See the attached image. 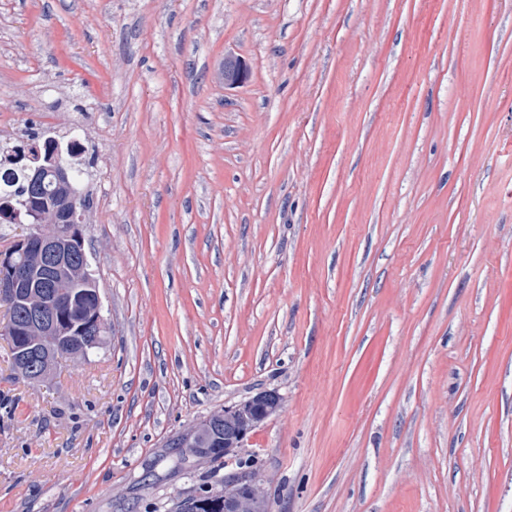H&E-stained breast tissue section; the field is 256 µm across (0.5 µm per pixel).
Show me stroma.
I'll return each mask as SVG.
<instances>
[{
    "instance_id": "1",
    "label": "stroma",
    "mask_w": 512,
    "mask_h": 512,
    "mask_svg": "<svg viewBox=\"0 0 512 512\" xmlns=\"http://www.w3.org/2000/svg\"><path fill=\"white\" fill-rule=\"evenodd\" d=\"M31 127L111 334L40 383L0 340V512L223 488L176 444L263 389L268 512H512V0H0Z\"/></svg>"
}]
</instances>
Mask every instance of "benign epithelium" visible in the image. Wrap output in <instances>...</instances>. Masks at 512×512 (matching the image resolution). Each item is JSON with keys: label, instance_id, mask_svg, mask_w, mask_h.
Wrapping results in <instances>:
<instances>
[{"label": "benign epithelium", "instance_id": "7a95c632", "mask_svg": "<svg viewBox=\"0 0 512 512\" xmlns=\"http://www.w3.org/2000/svg\"><path fill=\"white\" fill-rule=\"evenodd\" d=\"M14 162L28 171L35 186L48 164L53 165L52 173L59 181L68 180L71 170L58 142L44 157L21 151ZM84 220L85 209L76 191L71 192L65 205L49 213L28 206L24 219L17 223L30 224L33 231L20 239L17 247L0 250V301L25 308L24 319L10 324L11 335L26 337L25 353L16 370L31 380H46L62 356L85 361L87 348L98 349L104 344L107 324L99 291L93 282L79 278L89 266L83 249ZM89 327L95 329V339L87 348L77 345V337ZM281 406L282 397L277 391L261 390L245 401L213 412L193 431L201 433L223 424L224 437L217 441L228 455L243 447L250 431ZM192 459L207 461L209 451L194 447L188 439L179 463ZM210 495L224 507V512H246L267 502L266 480L257 470L231 472L224 475V489L212 490Z\"/></svg>", "mask_w": 512, "mask_h": 512}]
</instances>
